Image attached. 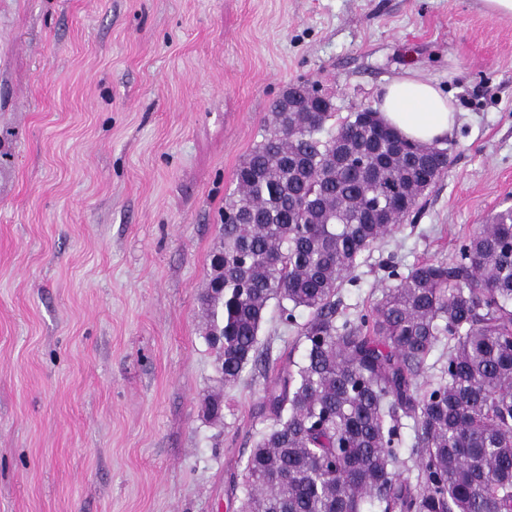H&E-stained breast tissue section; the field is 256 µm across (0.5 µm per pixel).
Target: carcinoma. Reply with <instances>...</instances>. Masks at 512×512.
<instances>
[{"mask_svg": "<svg viewBox=\"0 0 512 512\" xmlns=\"http://www.w3.org/2000/svg\"><path fill=\"white\" fill-rule=\"evenodd\" d=\"M315 92L294 84L273 103L224 198L201 299L224 385L264 368L272 424L244 463L242 512H365L369 499L380 512H512V207L449 257L388 262L381 297L339 314L340 289L444 176L452 144L404 139L375 112L330 125ZM273 300L303 356L271 373L258 336Z\"/></svg>", "mask_w": 512, "mask_h": 512, "instance_id": "cac0c4a2", "label": "carcinoma"}]
</instances>
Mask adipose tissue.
<instances>
[{
	"mask_svg": "<svg viewBox=\"0 0 512 512\" xmlns=\"http://www.w3.org/2000/svg\"><path fill=\"white\" fill-rule=\"evenodd\" d=\"M376 108L382 119L406 138L425 143L444 140L459 114L452 95L412 70L382 88Z\"/></svg>",
	"mask_w": 512,
	"mask_h": 512,
	"instance_id": "obj_1",
	"label": "adipose tissue"
}]
</instances>
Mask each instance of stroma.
<instances>
[{"instance_id":"obj_1","label":"stroma","mask_w":512,"mask_h":512,"mask_svg":"<svg viewBox=\"0 0 512 512\" xmlns=\"http://www.w3.org/2000/svg\"><path fill=\"white\" fill-rule=\"evenodd\" d=\"M457 101L453 163L381 260L451 254L512 205V18L480 0H0V512H238L270 424L225 386L201 306L217 224L271 105L337 118L404 71ZM270 311L271 367L300 360ZM220 395V417L205 400Z\"/></svg>"}]
</instances>
